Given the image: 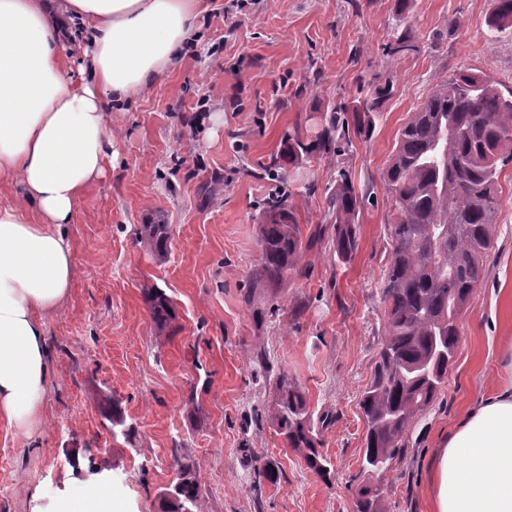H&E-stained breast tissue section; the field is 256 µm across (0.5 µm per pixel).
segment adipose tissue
<instances>
[{"mask_svg":"<svg viewBox=\"0 0 512 512\" xmlns=\"http://www.w3.org/2000/svg\"><path fill=\"white\" fill-rule=\"evenodd\" d=\"M197 0H0V176L25 205L0 204V418L32 426L49 380L41 316L61 304L73 263L62 232L103 171L112 134L104 97L136 94L198 29ZM88 23V77L61 54ZM431 512H512V387L467 409L430 464Z\"/></svg>","mask_w":512,"mask_h":512,"instance_id":"1","label":"adipose tissue"}]
</instances>
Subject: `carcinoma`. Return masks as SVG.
<instances>
[{
	"instance_id": "cac0c4a2",
	"label": "carcinoma",
	"mask_w": 512,
	"mask_h": 512,
	"mask_svg": "<svg viewBox=\"0 0 512 512\" xmlns=\"http://www.w3.org/2000/svg\"><path fill=\"white\" fill-rule=\"evenodd\" d=\"M485 24L491 31L512 26V0H492ZM414 50L403 37L386 48L395 61ZM380 97L351 109L342 120L331 115L318 141L341 152L351 134L361 133L378 110ZM512 162V91L503 93L486 77L460 70L436 87L408 114L383 176L391 202V250L382 275L386 304L384 337L361 409L368 432L366 469L380 471L407 447L421 413L439 396L459 342V314L486 277L485 259L494 248L493 227L500 206L498 165ZM334 248L351 259L358 246L359 195L348 178L333 194ZM259 225L260 277L270 287L297 271L303 255L302 230L280 187L264 203ZM140 238L160 255L168 251L165 224L141 225ZM154 319L165 323L172 306L161 291L148 293ZM276 426L291 448L306 451L309 468L329 474L316 449L313 424L299 385L276 380ZM367 499L357 512H381L379 493L362 489ZM199 496L189 479L175 489L172 512H188Z\"/></svg>"
}]
</instances>
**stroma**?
Listing matches in <instances>:
<instances>
[{
  "mask_svg": "<svg viewBox=\"0 0 512 512\" xmlns=\"http://www.w3.org/2000/svg\"><path fill=\"white\" fill-rule=\"evenodd\" d=\"M193 48L124 104H107L105 174L70 224L73 279L41 320L49 384L28 429L0 419V512H57L80 481L110 484L112 512H169L181 474L196 512H356L379 488L384 512H430V457L460 415L512 381V164L487 277L459 315L448 379L381 477L362 471L360 408L383 338L381 278L392 221L383 173L409 112L455 69L512 90V27L488 31L491 0H202ZM407 35L398 63L385 44ZM386 88L343 155L281 157L285 132L314 140L336 104ZM277 165L276 176L266 169ZM348 173L358 248L338 262L330 198ZM303 237L321 240L280 287L258 276V226L278 183ZM170 228L166 255L141 224ZM170 299L160 326L151 289ZM305 391L330 463L321 477L272 420L275 381ZM334 416L322 425L323 416Z\"/></svg>",
  "mask_w": 512,
  "mask_h": 512,
  "instance_id": "stroma-1",
  "label": "stroma"
}]
</instances>
